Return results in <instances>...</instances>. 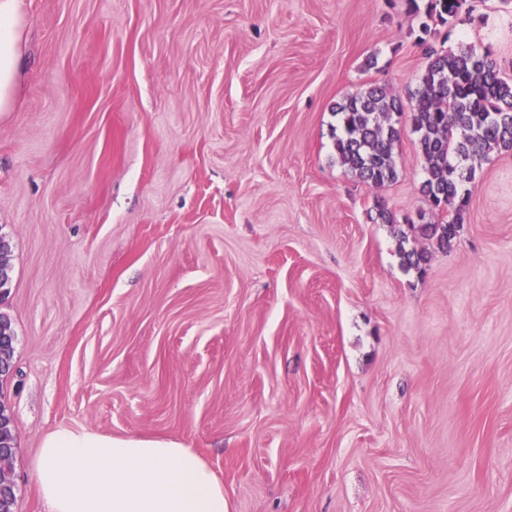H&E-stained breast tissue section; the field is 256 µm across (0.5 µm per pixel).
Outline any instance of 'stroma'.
Masks as SVG:
<instances>
[{
    "instance_id": "1",
    "label": "stroma",
    "mask_w": 512,
    "mask_h": 512,
    "mask_svg": "<svg viewBox=\"0 0 512 512\" xmlns=\"http://www.w3.org/2000/svg\"><path fill=\"white\" fill-rule=\"evenodd\" d=\"M26 3L0 112L18 512H47L61 427L184 441L228 512H512V153L420 275L375 210L440 219L410 116L394 183L334 149L337 100L416 87L429 0ZM440 38L512 79L504 0Z\"/></svg>"
}]
</instances>
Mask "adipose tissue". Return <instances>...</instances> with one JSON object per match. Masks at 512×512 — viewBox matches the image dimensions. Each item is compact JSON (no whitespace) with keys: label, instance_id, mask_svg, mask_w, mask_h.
Returning a JSON list of instances; mask_svg holds the SVG:
<instances>
[{"label":"adipose tissue","instance_id":"obj_1","mask_svg":"<svg viewBox=\"0 0 512 512\" xmlns=\"http://www.w3.org/2000/svg\"><path fill=\"white\" fill-rule=\"evenodd\" d=\"M26 0H0V112L13 109ZM48 512H227L224 486L184 442L57 428L33 463Z\"/></svg>","mask_w":512,"mask_h":512}]
</instances>
